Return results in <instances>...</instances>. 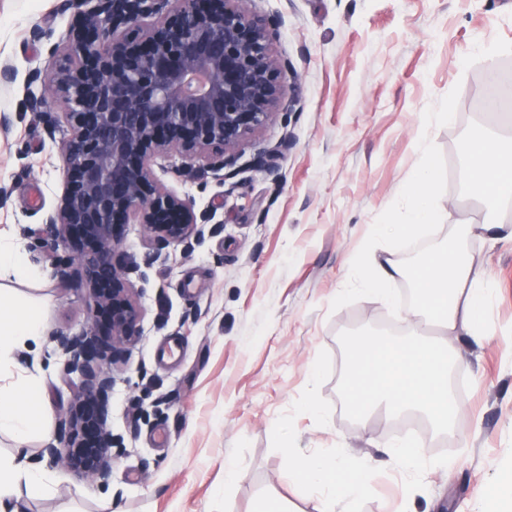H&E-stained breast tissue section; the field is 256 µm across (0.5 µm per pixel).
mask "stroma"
<instances>
[{
  "mask_svg": "<svg viewBox=\"0 0 512 512\" xmlns=\"http://www.w3.org/2000/svg\"><path fill=\"white\" fill-rule=\"evenodd\" d=\"M258 14L281 19L275 44L291 68L284 94L289 119L275 117L242 148L233 178L194 177L185 159H156L167 189L214 214L191 251L170 247L146 268L142 335L115 367L110 426L122 452L112 482L77 480L38 457L73 399L64 357L52 334L81 331L92 305L80 279L59 286L30 234L59 199L63 131L48 135L27 111L34 68H47L48 41L33 27L65 36L82 0H0V62L14 80L0 83V232L23 244L32 272L1 285L35 300L42 317L36 341L0 369V385L39 381L41 429L26 442L28 461L43 469L51 493L22 512H256L276 496L295 512H313L314 493L296 485L289 460L303 454L367 468L372 489L350 512H493V490L512 471V246L462 237L465 224L512 226V206L489 211L480 191L460 179L464 140L482 116L503 62H512V0H251ZM496 46L487 58L478 43ZM447 120H438V113ZM289 140L275 163L278 180L253 169L261 149ZM434 170L433 201L442 223L406 241L376 236L384 224L409 222L406 191L424 165ZM464 238L479 255L490 287L480 333L450 341L455 373L467 388L447 435L429 439L405 418L358 420L344 384L348 342L374 333L401 339L417 303L413 283L393 281V303L360 290L373 264H412L423 248ZM178 345L180 356L161 358ZM421 447L422 470L391 463L389 444ZM237 475L226 481L224 465Z\"/></svg>",
  "mask_w": 512,
  "mask_h": 512,
  "instance_id": "obj_1",
  "label": "stroma"
}]
</instances>
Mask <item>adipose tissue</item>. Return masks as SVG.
I'll use <instances>...</instances> for the list:
<instances>
[{"label": "adipose tissue", "instance_id": "ef3b65f1", "mask_svg": "<svg viewBox=\"0 0 512 512\" xmlns=\"http://www.w3.org/2000/svg\"><path fill=\"white\" fill-rule=\"evenodd\" d=\"M463 181L481 189L489 210L512 201V135L484 132L471 137L461 170ZM433 177L422 169L411 181L407 196L412 220L387 224L384 234L409 235L422 224H437L442 213L431 202ZM409 278L418 304L408 313L410 339L402 343L373 334L355 337L350 346V380L346 397L350 409L364 416L384 409L388 417L406 412L422 415L438 433L447 432L459 410L448 388L453 359L447 346L421 338L425 328L435 327L445 335L466 332L477 335L481 306L486 297L481 259L450 248L429 250L415 265H393L365 278L367 294L389 300L387 281ZM41 334L40 313L34 302L0 290V365L9 363L14 347ZM41 388L36 378L22 381L14 392L0 391V433L25 440L41 426ZM24 448L12 457H0V512H20L23 500L49 493L44 473L23 464ZM295 482L316 491V512H344L345 501L368 490L370 476L364 469H347L332 460L299 455L290 463Z\"/></svg>", "mask_w": 512, "mask_h": 512}]
</instances>
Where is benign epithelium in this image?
I'll return each mask as SVG.
<instances>
[{"label": "benign epithelium", "mask_w": 512, "mask_h": 512, "mask_svg": "<svg viewBox=\"0 0 512 512\" xmlns=\"http://www.w3.org/2000/svg\"><path fill=\"white\" fill-rule=\"evenodd\" d=\"M94 2L53 48L51 67L34 69L29 83H42L65 107L67 124L61 194L37 239L60 283L80 278L94 303L81 332L54 337L74 403L40 455L107 486V366L127 358L143 318L131 275L144 274L121 251L125 227L141 225L155 255L200 238L198 225L211 214L165 188L153 162L178 154L202 173L234 176L241 146L274 115L290 114L282 88L289 62L274 54L279 22L252 12L249 0ZM45 104L43 96L27 99L52 135L59 118ZM286 149L283 139L256 153L253 168L278 180L274 156Z\"/></svg>", "instance_id": "obj_1"}]
</instances>
